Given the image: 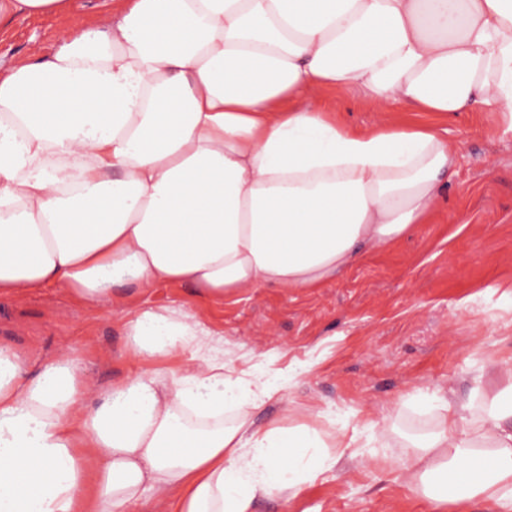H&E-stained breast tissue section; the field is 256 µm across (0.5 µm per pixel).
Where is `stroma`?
Listing matches in <instances>:
<instances>
[{"mask_svg": "<svg viewBox=\"0 0 512 512\" xmlns=\"http://www.w3.org/2000/svg\"><path fill=\"white\" fill-rule=\"evenodd\" d=\"M104 0H70L65 13H19L0 23V72L48 52L61 30L100 26ZM304 106L336 113L355 129L423 122L446 130L459 151L448 197L431 223L372 252L324 287L252 288L214 303L190 288L128 287L129 305L100 311L60 288L0 297V344L23 353L30 372L72 352L83 377L110 387L151 369L133 357L122 324L129 307L183 305L224 333V374L250 372L282 386L258 421L291 403L299 420L324 416L360 443L295 495L260 501L255 512H429L410 487L411 440L434 430L428 395L467 404L473 415L507 390L512 363V129L494 107L469 112L371 108L357 88L318 89ZM382 422L369 435V422Z\"/></svg>", "mask_w": 512, "mask_h": 512, "instance_id": "stroma-1", "label": "stroma"}]
</instances>
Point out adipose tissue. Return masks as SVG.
<instances>
[{
  "mask_svg": "<svg viewBox=\"0 0 512 512\" xmlns=\"http://www.w3.org/2000/svg\"><path fill=\"white\" fill-rule=\"evenodd\" d=\"M341 87L378 112L494 106L512 127V0H112L0 74V295L54 286L104 309L127 284L318 288L430 223L456 146L294 105ZM123 334L137 356L187 357L100 394L71 354L32 373L0 345V512H254L348 445L288 406L257 422L278 387L226 378L184 307L132 311ZM410 467L421 491L473 473L433 512H512V396L473 420L445 408Z\"/></svg>",
  "mask_w": 512,
  "mask_h": 512,
  "instance_id": "adipose-tissue-1",
  "label": "adipose tissue"
}]
</instances>
